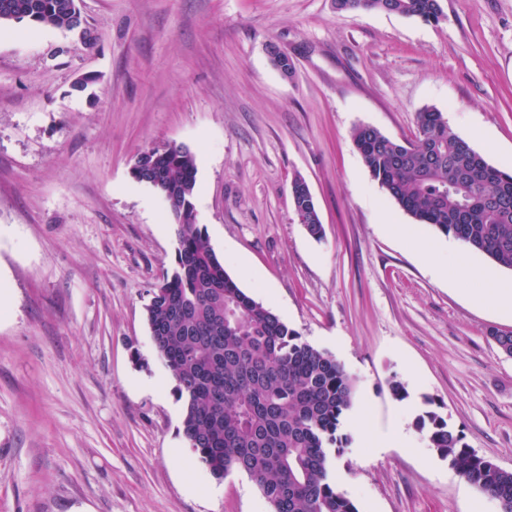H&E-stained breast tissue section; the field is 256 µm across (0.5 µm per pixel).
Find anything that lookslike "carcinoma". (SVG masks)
<instances>
[{
  "label": "carcinoma",
  "mask_w": 512,
  "mask_h": 512,
  "mask_svg": "<svg viewBox=\"0 0 512 512\" xmlns=\"http://www.w3.org/2000/svg\"><path fill=\"white\" fill-rule=\"evenodd\" d=\"M345 9H378L438 21V0H342ZM83 27L77 0H0V27ZM418 136L401 143L361 124L352 140L380 187L417 223L512 269V171L489 163L425 108ZM133 177L166 203L177 238L175 268L152 291L147 321L157 357L183 402L182 434L209 474L232 469L260 488L270 512H359L329 477L341 456L342 419L356 380L331 353L302 339L276 313L244 292L224 270L193 203L192 151L164 145L139 152ZM313 238L323 235L314 206L293 201ZM430 447L466 479L512 512V471L477 455L434 411L416 422Z\"/></svg>",
  "instance_id": "cac0c4a2"
}]
</instances>
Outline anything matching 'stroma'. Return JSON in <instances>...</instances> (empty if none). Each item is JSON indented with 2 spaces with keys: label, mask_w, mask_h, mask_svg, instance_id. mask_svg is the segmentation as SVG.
I'll return each instance as SVG.
<instances>
[{
  "label": "stroma",
  "mask_w": 512,
  "mask_h": 512,
  "mask_svg": "<svg viewBox=\"0 0 512 512\" xmlns=\"http://www.w3.org/2000/svg\"><path fill=\"white\" fill-rule=\"evenodd\" d=\"M441 5L435 25L336 0H80L93 45L0 30V512H269L245 472L215 479L190 450L154 351L145 307L177 241L131 166L165 143L195 155L228 275L344 364L371 424L404 422L402 447L348 441L338 489L360 512H499L415 423L435 410L512 470V357L490 336L512 312L471 301L512 270L415 224L351 138H415L434 107L512 165V0ZM297 176L322 240L294 214Z\"/></svg>",
  "instance_id": "35a3bbf8"
}]
</instances>
